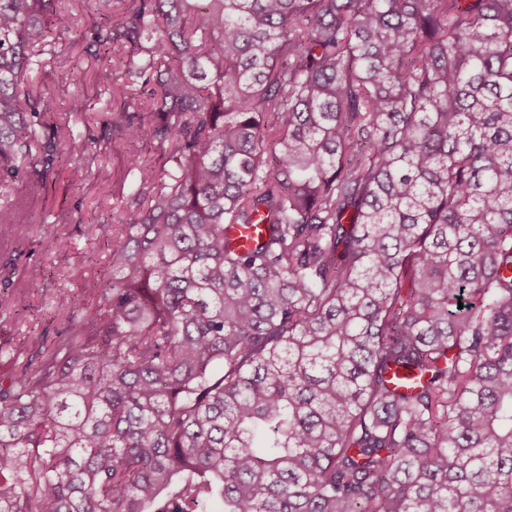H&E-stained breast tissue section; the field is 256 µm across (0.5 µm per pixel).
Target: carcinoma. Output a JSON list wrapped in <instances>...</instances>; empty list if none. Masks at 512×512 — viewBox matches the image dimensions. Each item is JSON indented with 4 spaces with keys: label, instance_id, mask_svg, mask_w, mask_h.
Listing matches in <instances>:
<instances>
[{
    "label": "carcinoma",
    "instance_id": "carcinoma-1",
    "mask_svg": "<svg viewBox=\"0 0 512 512\" xmlns=\"http://www.w3.org/2000/svg\"><path fill=\"white\" fill-rule=\"evenodd\" d=\"M61 0H0V187ZM141 189L0 373V512H512V0H100ZM33 223L6 196L0 224ZM463 308H458V305Z\"/></svg>",
    "mask_w": 512,
    "mask_h": 512
}]
</instances>
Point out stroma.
<instances>
[{
    "label": "stroma",
    "instance_id": "stroma-1",
    "mask_svg": "<svg viewBox=\"0 0 512 512\" xmlns=\"http://www.w3.org/2000/svg\"><path fill=\"white\" fill-rule=\"evenodd\" d=\"M59 55L37 74L40 87L53 90L57 121H64L72 95H81L90 108L88 122L77 128L100 137L102 153L88 163L71 168L67 148H60L55 167L42 194L27 197L35 217L32 224L0 225V366L13 352H31L38 342L52 344L66 336L68 326L57 315V297L89 287L99 272L111 264L104 242L112 235L121 210V193L133 187L135 175L128 156L138 151L153 166L162 160L152 143L130 145L114 139L105 123L112 107L107 84L96 82L93 64L84 57L71 34L57 37ZM55 245H48V238ZM39 264L47 275L27 284L24 271Z\"/></svg>",
    "mask_w": 512,
    "mask_h": 512
}]
</instances>
